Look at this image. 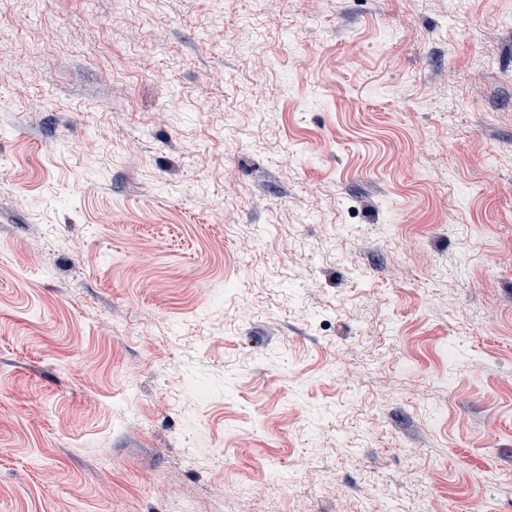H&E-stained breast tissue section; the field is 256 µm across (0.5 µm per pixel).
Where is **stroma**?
<instances>
[{
	"mask_svg": "<svg viewBox=\"0 0 512 512\" xmlns=\"http://www.w3.org/2000/svg\"><path fill=\"white\" fill-rule=\"evenodd\" d=\"M187 504L512 512V0H0V512Z\"/></svg>",
	"mask_w": 512,
	"mask_h": 512,
	"instance_id": "1",
	"label": "stroma"
}]
</instances>
